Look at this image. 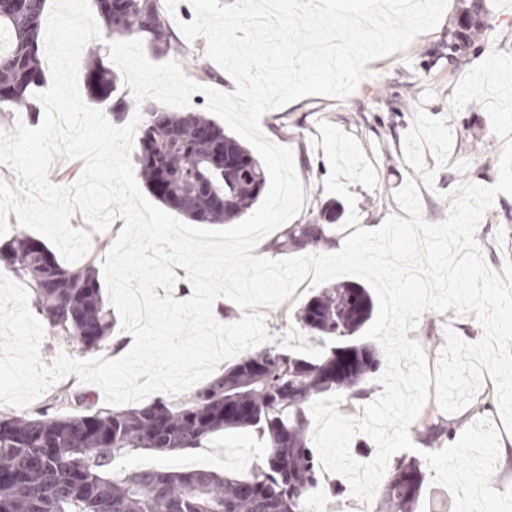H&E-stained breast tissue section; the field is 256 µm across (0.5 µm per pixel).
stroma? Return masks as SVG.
Wrapping results in <instances>:
<instances>
[{
    "mask_svg": "<svg viewBox=\"0 0 512 512\" xmlns=\"http://www.w3.org/2000/svg\"><path fill=\"white\" fill-rule=\"evenodd\" d=\"M471 0H447L437 26L418 35L406 50L366 65L368 74L347 98L307 96L268 111L261 129L274 143L293 152L303 184L304 204L295 216L298 224L319 221L334 225V239L342 240L358 228H378L402 209L394 194L407 181L420 182L421 171L407 164L403 138L417 109L445 119L452 135L446 166L436 167L425 154L424 168L435 170V187H421L422 213L428 222L446 219L449 195L465 182L494 185L498 179L503 142L492 131L485 108L476 102L453 111L456 84L467 69L492 52L512 53V0H483L488 26L473 36L464 68L450 70L435 51L448 41L449 32L462 29ZM475 238L486 265L501 271L512 258V195H498L481 219ZM468 343L481 340L483 329L474 316L455 310L427 311L409 337L424 341L429 367H436L446 344L447 331ZM485 411L465 417L454 442L426 456V479L417 512H431L438 490L480 486L482 494L469 504L471 512H512V461H504L500 448L512 445V431L502 422L495 384L483 376L474 396ZM255 440L243 430L222 432L202 447L172 454L142 452L130 467L162 466L179 470L187 464L233 475L248 473L253 460L237 463L224 459L228 448H254Z\"/></svg>",
    "mask_w": 512,
    "mask_h": 512,
    "instance_id": "1",
    "label": "stroma"
}]
</instances>
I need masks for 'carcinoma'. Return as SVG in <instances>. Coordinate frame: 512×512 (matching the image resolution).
I'll use <instances>...</instances> for the list:
<instances>
[{
	"label": "carcinoma",
	"mask_w": 512,
	"mask_h": 512,
	"mask_svg": "<svg viewBox=\"0 0 512 512\" xmlns=\"http://www.w3.org/2000/svg\"><path fill=\"white\" fill-rule=\"evenodd\" d=\"M0 14V100L9 115L32 85L45 84L38 35L46 0H14ZM124 21L98 18L106 38L142 35L158 53L170 49V22L157 0H121ZM470 40L448 38V65L456 68ZM89 68L108 93L89 84L91 98L107 115L123 119L119 82L100 58ZM140 138L150 137L156 159L167 164L165 189L148 183L164 205L194 224L239 219L261 199L266 184L258 159L200 112H165L142 105ZM207 132V138L198 132ZM330 224H290L268 245L304 251L330 241ZM0 263L33 293L48 332L82 353L104 348L114 335L96 261L61 264L47 245L28 235L0 249ZM374 301L359 284L339 283L311 295L295 310L298 329L318 340L317 353L266 342L241 352L224 373L202 387L141 407L103 408L63 388L54 396L71 408L49 415L52 405L21 415L0 412V512H308L309 493L324 475L311 450V403L339 394L349 407L372 394L370 379L383 349L360 333L372 320ZM420 442L433 448L452 441L457 427L439 417L417 423ZM228 429L252 432L265 448L246 477L208 468H129L123 462L143 450L157 453L200 447ZM417 454L395 457L384 477L383 512H415L425 472Z\"/></svg>",
	"instance_id": "carcinoma-1"
}]
</instances>
